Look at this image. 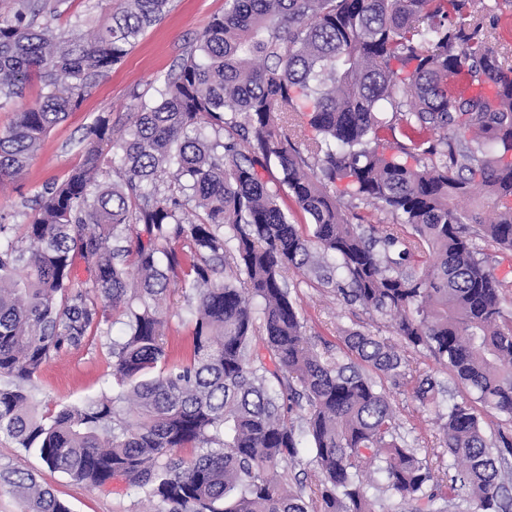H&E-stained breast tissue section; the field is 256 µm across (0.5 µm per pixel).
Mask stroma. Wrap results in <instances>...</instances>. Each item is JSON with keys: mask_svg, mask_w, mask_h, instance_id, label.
Masks as SVG:
<instances>
[{"mask_svg": "<svg viewBox=\"0 0 512 512\" xmlns=\"http://www.w3.org/2000/svg\"><path fill=\"white\" fill-rule=\"evenodd\" d=\"M225 0H172L163 19L147 29L120 64L106 73L97 87L67 119L50 130L24 176L0 184V213H10L16 223H26L29 202L52 182L62 181L80 161L81 142L99 114L110 115L123 126L135 95H151L157 77L169 72L196 43L214 16L223 14ZM108 0H65L53 26L61 31L90 29L106 21ZM292 296L301 308L305 330L318 350H342L343 329H359L379 336H391L389 320L369 314L362 307L346 304L302 273L288 271ZM411 366L431 375L441 388L443 405L470 402L474 393L458 385L449 368L433 357L406 351ZM108 350L96 342L72 350L47 362L32 383L39 414L58 405L97 397L112 389ZM400 432L416 448H436L441 443L437 414L419 408L406 387H390ZM32 471L50 484L72 512H139L138 497L123 483L113 482L105 490L75 483L51 472L34 452L17 448L0 437V468Z\"/></svg>", "mask_w": 512, "mask_h": 512, "instance_id": "1", "label": "stroma"}]
</instances>
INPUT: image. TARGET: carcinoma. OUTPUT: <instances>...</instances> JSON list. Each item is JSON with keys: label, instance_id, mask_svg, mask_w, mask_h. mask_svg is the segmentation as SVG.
Instances as JSON below:
<instances>
[{"label": "carcinoma", "instance_id": "cac0c4a2", "mask_svg": "<svg viewBox=\"0 0 512 512\" xmlns=\"http://www.w3.org/2000/svg\"><path fill=\"white\" fill-rule=\"evenodd\" d=\"M12 2L0 109L33 74L48 92L0 130V183L23 175L170 0H121L98 28L67 34L37 22L64 0ZM477 4L225 0L154 94L135 96L123 134L97 116L80 163L36 196L28 222L0 216V436L77 483L122 480L149 512H448L462 489L475 512H506L512 433L491 442L476 409L453 404L440 416L453 475H435L429 457L443 454L405 442L370 372L412 385L425 410L437 383L364 331H344L342 356L316 351L286 276L390 319L512 422V283L471 238L476 225L512 252V25ZM300 112L317 136L300 137ZM342 178L394 222L352 223L330 193ZM176 285L192 291L180 349L163 309ZM116 318L117 393L39 415L30 385L43 365ZM305 443L315 491L280 470ZM0 489L22 512H71L30 472L1 470Z\"/></svg>", "mask_w": 512, "mask_h": 512}]
</instances>
